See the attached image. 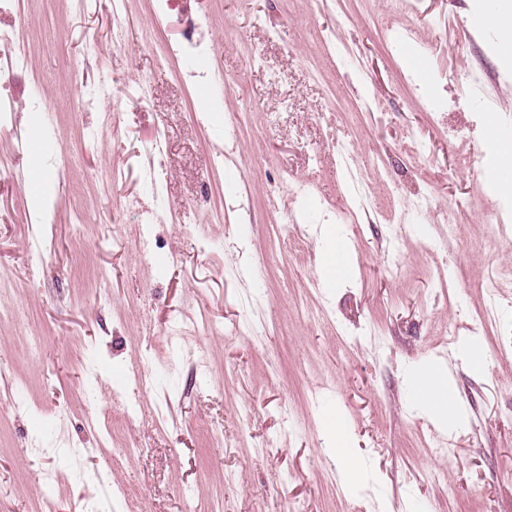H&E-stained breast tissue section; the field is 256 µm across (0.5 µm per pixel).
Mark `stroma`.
<instances>
[{
    "label": "stroma",
    "instance_id": "obj_1",
    "mask_svg": "<svg viewBox=\"0 0 512 512\" xmlns=\"http://www.w3.org/2000/svg\"><path fill=\"white\" fill-rule=\"evenodd\" d=\"M485 3L175 0L161 20L125 0L116 31L112 0H0L24 57L0 82V512H512V185L482 177L512 59ZM203 17L212 79L189 84L167 47ZM356 202L369 221L343 220ZM325 225L352 252L334 288ZM502 274L487 324L475 284ZM254 303L258 343L234 331ZM426 364L459 401L450 463L412 397ZM110 425L138 452L113 461ZM108 485L131 490L121 510ZM328 422L336 432V454L344 459L348 472L353 475L358 470L359 459L352 454L348 446V425L344 419L336 414L329 416Z\"/></svg>",
    "mask_w": 512,
    "mask_h": 512
}]
</instances>
